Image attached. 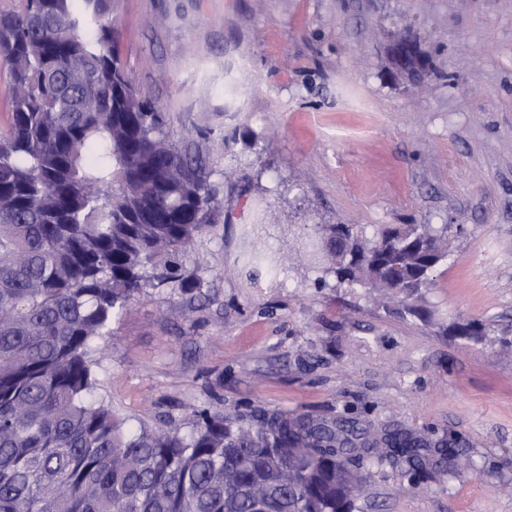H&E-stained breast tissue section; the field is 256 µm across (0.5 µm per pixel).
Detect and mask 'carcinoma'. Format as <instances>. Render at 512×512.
I'll use <instances>...</instances> for the list:
<instances>
[{
  "label": "carcinoma",
  "instance_id": "cac0c4a2",
  "mask_svg": "<svg viewBox=\"0 0 512 512\" xmlns=\"http://www.w3.org/2000/svg\"><path fill=\"white\" fill-rule=\"evenodd\" d=\"M83 2L92 35L73 0L0 10V512H354L366 463L418 471L448 442L277 409L197 407L187 434L134 429L94 398V343L147 286L186 284L178 257L213 223L221 183L126 72L112 0ZM341 228L357 263L307 248L308 264L429 317L448 226Z\"/></svg>",
  "mask_w": 512,
  "mask_h": 512
}]
</instances>
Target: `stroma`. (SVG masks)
I'll return each instance as SVG.
<instances>
[{
  "label": "stroma",
  "instance_id": "1",
  "mask_svg": "<svg viewBox=\"0 0 512 512\" xmlns=\"http://www.w3.org/2000/svg\"><path fill=\"white\" fill-rule=\"evenodd\" d=\"M122 61L177 139L226 173L183 256L99 342L96 396L188 432L199 405L343 414L450 441L451 476L366 467L355 512H512V0H112ZM405 37L433 68L395 79ZM251 131L252 146L225 145ZM314 224L447 226L423 321L318 285ZM479 320L486 340L446 326ZM387 54L397 74L410 75L404 67L408 57L415 55L412 45L393 40L387 47Z\"/></svg>",
  "mask_w": 512,
  "mask_h": 512
}]
</instances>
